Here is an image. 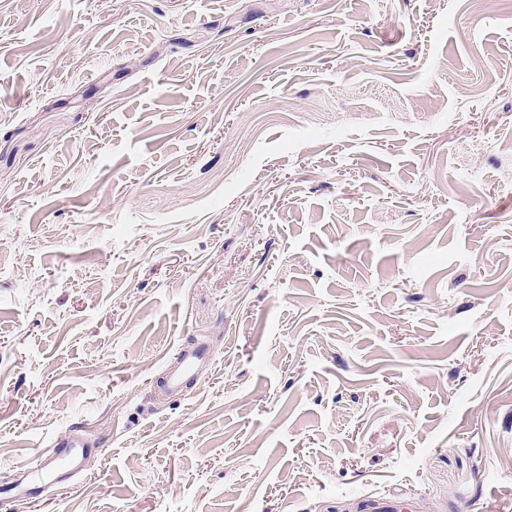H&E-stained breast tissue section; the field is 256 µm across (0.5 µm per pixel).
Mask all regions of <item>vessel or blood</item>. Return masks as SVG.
<instances>
[{
	"instance_id": "b4317fda",
	"label": "vessel or blood",
	"mask_w": 512,
	"mask_h": 512,
	"mask_svg": "<svg viewBox=\"0 0 512 512\" xmlns=\"http://www.w3.org/2000/svg\"><path fill=\"white\" fill-rule=\"evenodd\" d=\"M174 357L166 373V381L174 389L183 387L199 366L212 364L214 360L212 351L204 344L177 349ZM97 449L95 442L79 433L47 445L46 449L17 465L16 493L31 496L53 483L72 484L82 474V458ZM357 508L359 512H415L413 499L392 492L368 495L358 501Z\"/></svg>"
}]
</instances>
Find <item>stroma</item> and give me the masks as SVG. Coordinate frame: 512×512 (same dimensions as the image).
<instances>
[{
  "mask_svg": "<svg viewBox=\"0 0 512 512\" xmlns=\"http://www.w3.org/2000/svg\"><path fill=\"white\" fill-rule=\"evenodd\" d=\"M75 433L10 512H512V0H0V492ZM173 366L166 373L167 384L173 388H183L201 365H210L214 357L210 348L205 344H197L188 348H178L174 353ZM99 450L95 442L79 433L67 440H55L15 467L20 474L14 488L19 496L15 497L34 495L53 482L72 484L76 477L82 475L81 459ZM412 498H400L396 493L371 494L357 502L359 512H415Z\"/></svg>",
  "mask_w": 512,
  "mask_h": 512,
  "instance_id": "stroma-1",
  "label": "stroma"
}]
</instances>
